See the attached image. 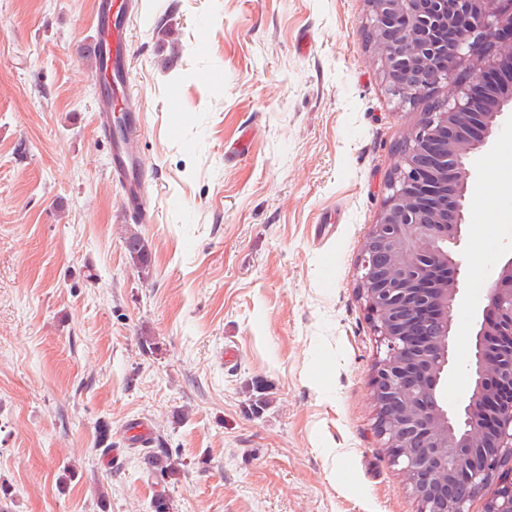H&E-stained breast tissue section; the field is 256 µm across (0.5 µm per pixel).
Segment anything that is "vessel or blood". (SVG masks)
<instances>
[{"instance_id":"1","label":"vessel or blood","mask_w":512,"mask_h":512,"mask_svg":"<svg viewBox=\"0 0 512 512\" xmlns=\"http://www.w3.org/2000/svg\"><path fill=\"white\" fill-rule=\"evenodd\" d=\"M137 0H100L96 35L89 47L95 58L93 78L103 87L102 113L122 112L126 126L122 142L112 143V177L124 191L125 212L135 224L151 221L144 193V161L139 150L141 107L129 92L127 61L131 51L126 19Z\"/></svg>"}]
</instances>
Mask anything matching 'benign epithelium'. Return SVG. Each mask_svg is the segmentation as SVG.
<instances>
[{
	"label": "benign epithelium",
	"mask_w": 512,
	"mask_h": 512,
	"mask_svg": "<svg viewBox=\"0 0 512 512\" xmlns=\"http://www.w3.org/2000/svg\"><path fill=\"white\" fill-rule=\"evenodd\" d=\"M368 2L366 34L391 94L412 102L448 85V97L424 114L400 152L360 259L359 290L384 346L372 378L376 428L420 512H469L512 460V258L468 335L473 392L452 412L440 391L459 335L452 272L461 262L451 246L465 221V158L512 112V87L500 80L512 71V0ZM484 41L493 51L458 83L455 72ZM486 512H512V479L500 483Z\"/></svg>",
	"instance_id": "benign-epithelium-1"
}]
</instances>
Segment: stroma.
I'll return each mask as SVG.
<instances>
[{"instance_id":"stroma-1","label":"stroma","mask_w":512,"mask_h":512,"mask_svg":"<svg viewBox=\"0 0 512 512\" xmlns=\"http://www.w3.org/2000/svg\"><path fill=\"white\" fill-rule=\"evenodd\" d=\"M96 2L0 0V512H150L161 487L172 512H420L376 434L384 348L357 264L447 88L389 94L367 0H142L144 277L83 53ZM511 160L512 120L467 160L468 330L512 257V200L479 195ZM468 355L444 377L454 411ZM138 424L170 477L144 469ZM124 248L132 262L142 276H148L150 271L151 255L147 241L138 232L130 230L124 237Z\"/></svg>"}]
</instances>
